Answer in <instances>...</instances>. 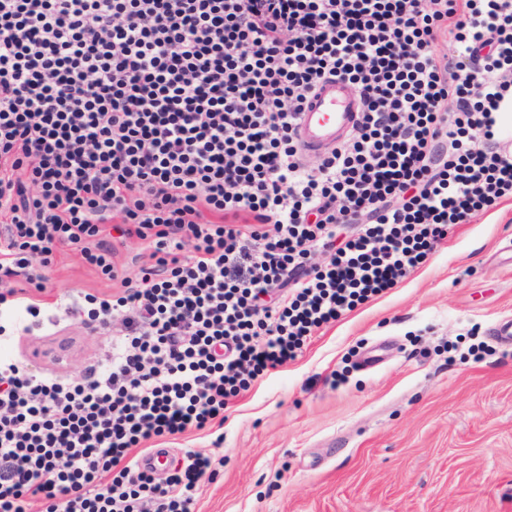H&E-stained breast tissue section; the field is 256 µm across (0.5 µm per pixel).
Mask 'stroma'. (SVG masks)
<instances>
[{
	"instance_id": "obj_1",
	"label": "stroma",
	"mask_w": 512,
	"mask_h": 512,
	"mask_svg": "<svg viewBox=\"0 0 512 512\" xmlns=\"http://www.w3.org/2000/svg\"><path fill=\"white\" fill-rule=\"evenodd\" d=\"M31 291V333L0 357L34 373L76 377L106 335L74 311L119 288L59 250ZM512 198L456 225L405 282L318 329L301 356L233 398L222 429L157 439L224 460L197 491L196 512H512ZM487 346L468 355L469 331ZM382 355L363 369L366 351Z\"/></svg>"
}]
</instances>
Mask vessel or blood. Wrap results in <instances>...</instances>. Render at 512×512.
<instances>
[{
  "instance_id": "1",
  "label": "vessel or blood",
  "mask_w": 512,
  "mask_h": 512,
  "mask_svg": "<svg viewBox=\"0 0 512 512\" xmlns=\"http://www.w3.org/2000/svg\"><path fill=\"white\" fill-rule=\"evenodd\" d=\"M361 102L343 79L321 82L304 105L297 125L300 148L324 154L341 143L356 124Z\"/></svg>"
}]
</instances>
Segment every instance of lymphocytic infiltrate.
<instances>
[{"label": "lymphocytic infiltrate", "mask_w": 512, "mask_h": 512, "mask_svg": "<svg viewBox=\"0 0 512 512\" xmlns=\"http://www.w3.org/2000/svg\"><path fill=\"white\" fill-rule=\"evenodd\" d=\"M362 102L309 165L304 104ZM512 0H0V334L58 248L121 282L77 379L0 358V512H195L221 461L148 442L224 423L321 326L512 197ZM150 260L122 280L104 226Z\"/></svg>", "instance_id": "1"}]
</instances>
